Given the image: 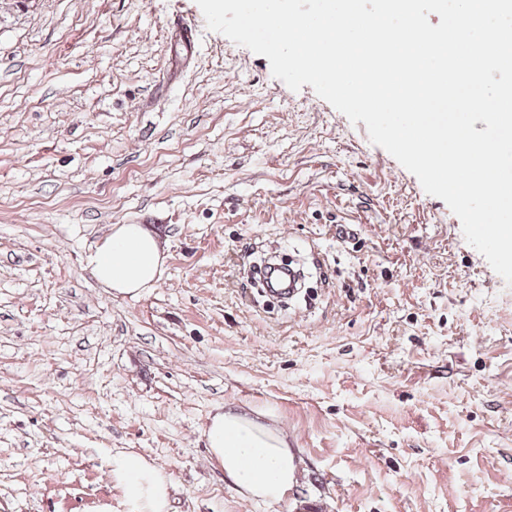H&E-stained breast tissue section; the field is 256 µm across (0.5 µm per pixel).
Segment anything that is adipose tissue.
I'll return each mask as SVG.
<instances>
[{"instance_id":"1","label":"adipose tissue","mask_w":512,"mask_h":512,"mask_svg":"<svg viewBox=\"0 0 512 512\" xmlns=\"http://www.w3.org/2000/svg\"><path fill=\"white\" fill-rule=\"evenodd\" d=\"M165 254L144 225L116 224L91 257L97 280L115 294L137 297L155 287ZM210 459L247 501H279L298 468L287 432L270 412L252 405L224 408L205 430ZM113 481L134 512H169L172 479L146 456L125 452L112 458Z\"/></svg>"}]
</instances>
